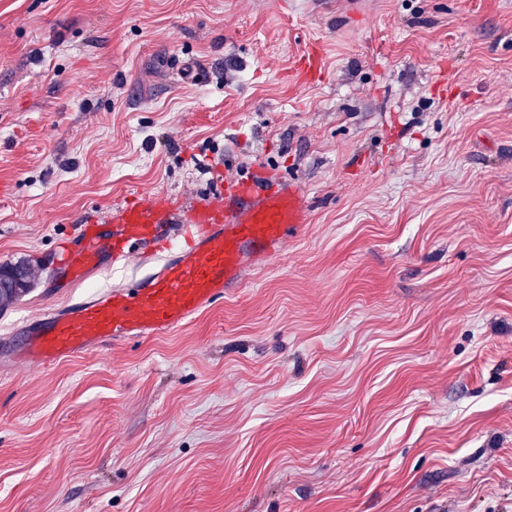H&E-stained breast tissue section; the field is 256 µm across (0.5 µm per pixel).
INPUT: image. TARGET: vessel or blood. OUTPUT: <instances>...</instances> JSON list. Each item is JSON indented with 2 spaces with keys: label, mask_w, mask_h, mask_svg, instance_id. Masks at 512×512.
Listing matches in <instances>:
<instances>
[{
  "label": "vessel or blood",
  "mask_w": 512,
  "mask_h": 512,
  "mask_svg": "<svg viewBox=\"0 0 512 512\" xmlns=\"http://www.w3.org/2000/svg\"><path fill=\"white\" fill-rule=\"evenodd\" d=\"M306 216L303 191L263 167L225 181L183 210L163 196L124 200L107 216L109 233L93 221L82 227L67 254L72 278L100 268L105 236L115 263L134 253L147 263L170 249L175 220L184 245L144 284L116 286L52 313L12 357L46 366L110 340L165 335L222 298L247 268L277 259Z\"/></svg>",
  "instance_id": "obj_1"
}]
</instances>
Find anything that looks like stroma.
<instances>
[{"label": "stroma", "instance_id": "1", "mask_svg": "<svg viewBox=\"0 0 512 512\" xmlns=\"http://www.w3.org/2000/svg\"><path fill=\"white\" fill-rule=\"evenodd\" d=\"M316 49L321 75L302 81ZM282 255L43 368L84 222L255 166ZM0 512H512V0H0ZM21 267L22 275L17 278L14 276V270ZM30 268L21 263L13 265L11 263L0 264V303L10 302L20 297L29 288Z\"/></svg>", "mask_w": 512, "mask_h": 512}]
</instances>
